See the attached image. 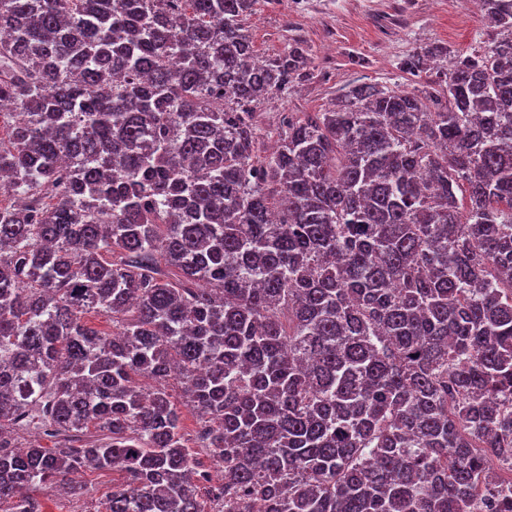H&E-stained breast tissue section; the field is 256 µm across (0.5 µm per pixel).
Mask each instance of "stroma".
<instances>
[{"mask_svg":"<svg viewBox=\"0 0 512 512\" xmlns=\"http://www.w3.org/2000/svg\"><path fill=\"white\" fill-rule=\"evenodd\" d=\"M244 24L259 57L277 55L296 39L310 50L307 76L263 104V121L271 126L283 112L329 107L351 84L410 89L436 82V67L414 77L400 71V61L432 44L479 52L490 35L469 0H258ZM77 478L86 495L78 500L51 495L47 512H96L120 475L87 470Z\"/></svg>","mask_w":512,"mask_h":512,"instance_id":"obj_1","label":"stroma"}]
</instances>
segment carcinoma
<instances>
[{
  "mask_svg": "<svg viewBox=\"0 0 512 512\" xmlns=\"http://www.w3.org/2000/svg\"><path fill=\"white\" fill-rule=\"evenodd\" d=\"M256 2L0 0V512H468L512 463V0L269 154L308 57ZM87 487V494L80 500L59 496L53 491L50 499L42 494L47 512H95L100 502L112 493V484L118 482L120 475L115 472L82 471L74 476Z\"/></svg>",
  "mask_w": 512,
  "mask_h": 512,
  "instance_id": "1",
  "label": "carcinoma"
}]
</instances>
